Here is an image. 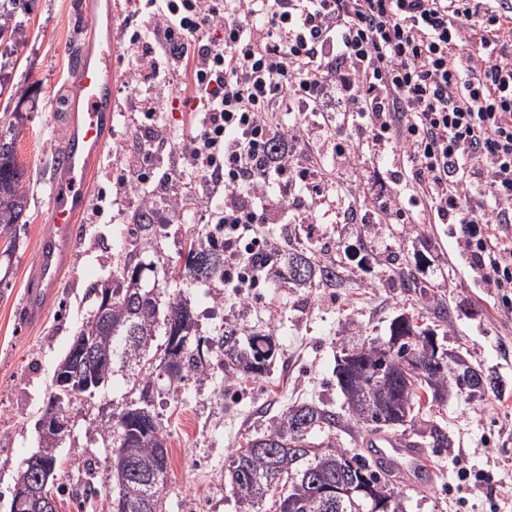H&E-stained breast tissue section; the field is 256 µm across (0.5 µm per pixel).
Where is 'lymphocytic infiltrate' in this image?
Returning a JSON list of instances; mask_svg holds the SVG:
<instances>
[{
    "label": "lymphocytic infiltrate",
    "mask_w": 512,
    "mask_h": 512,
    "mask_svg": "<svg viewBox=\"0 0 512 512\" xmlns=\"http://www.w3.org/2000/svg\"><path fill=\"white\" fill-rule=\"evenodd\" d=\"M124 32L141 51L139 81L182 67L196 101L177 134L153 99L138 107L157 142L178 143L175 182L223 192L209 221L224 228L226 281L252 288L272 251L269 224H287L296 186L318 191L297 146L298 117L321 111L329 86L369 137L336 155L393 145L411 173L410 202L460 225L461 250L486 286L512 294V0H137ZM222 37H213V29ZM294 114L276 126L270 113Z\"/></svg>",
    "instance_id": "lymphocytic-infiltrate-1"
}]
</instances>
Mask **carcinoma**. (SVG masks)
I'll return each mask as SVG.
<instances>
[{
	"instance_id": "cac0c4a2",
	"label": "carcinoma",
	"mask_w": 512,
	"mask_h": 512,
	"mask_svg": "<svg viewBox=\"0 0 512 512\" xmlns=\"http://www.w3.org/2000/svg\"><path fill=\"white\" fill-rule=\"evenodd\" d=\"M18 4L19 0H0V43L16 44L26 36L17 19ZM22 133L20 113L0 118V236L12 235L28 202L22 187L25 167L16 156ZM148 213L145 205L137 209L139 244L125 252L115 278L89 289L95 297L94 309L60 361L62 374L72 383L52 385L43 412L46 416L80 402L78 388L88 379L102 387L120 376L130 385L128 392L112 400V416L98 429L102 441L112 448L111 512H158L169 451L153 410L156 380L164 376L171 386L188 378L202 383L217 367L232 377L259 378L270 372L277 352L270 334H246L233 322L212 337H197L186 296L177 292L163 300L154 293L144 278L152 266L143 258L145 240L153 231V225L144 223ZM182 257L184 264L174 277L184 286L224 287V247L211 242L209 234L190 240ZM287 274L288 282L299 288H334L344 281L336 263L316 259L306 245L288 249ZM389 332L400 339L389 350L366 341L341 345L353 354L348 366L335 369L349 416L313 402L298 403L228 456L224 467L239 512H255L268 497L275 512H403L399 492L389 488L390 474L340 447L336 431L351 435L384 427H417L420 435L442 443L445 435L439 428L414 412L417 389L429 391L435 400L450 383L471 398L503 389L500 377L454 354L444 359L443 367L409 383L403 369L415 357L418 344L397 317ZM85 340L92 341L94 349L89 357L82 351ZM403 407L409 409L410 419L401 425L398 411ZM317 432L326 439L313 448L310 436ZM61 439L56 432H41V452L53 464Z\"/></svg>"
}]
</instances>
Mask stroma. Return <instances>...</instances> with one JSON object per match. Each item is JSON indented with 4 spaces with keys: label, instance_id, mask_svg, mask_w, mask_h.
<instances>
[{
    "label": "stroma",
    "instance_id": "stroma-1",
    "mask_svg": "<svg viewBox=\"0 0 512 512\" xmlns=\"http://www.w3.org/2000/svg\"><path fill=\"white\" fill-rule=\"evenodd\" d=\"M76 3L24 0L19 18L27 30L25 41L0 45V83L28 92L21 101L0 96V113L18 111L24 117L17 149L28 191L9 274L0 280V512H9L18 470L39 449L38 421L54 369L93 307L88 290L116 272L120 245L138 207V190L118 185L148 133L128 85L138 49L123 38L120 27L134 12L136 0H112L113 26L105 11L88 17ZM90 37L114 42L116 114L105 135V150L87 173L88 201L77 218L74 249L41 317L29 323L21 319L20 310L26 287L36 276L41 238L48 231V190L65 116L75 109L69 82L72 48ZM149 94L162 102L170 126H190L193 90L186 77L153 84ZM342 119L336 103L329 113H308L302 136L326 178L360 189L355 206L364 223H337L335 205L327 202L318 208L317 223L271 224L267 230L280 253H287L289 237L296 236L321 256L341 260L347 275L343 286L289 288L271 272L245 298L225 290L220 312L209 289L184 291L199 335H216L224 321H233L271 334L277 356L269 373L257 379L241 375L228 380L218 370L204 383L160 382L154 391L155 412L168 438L170 460L162 512H239L237 496L224 478L227 456L295 403L343 411L344 397L334 374L342 340L385 337L391 319L403 312L421 316L425 326L442 335L447 349L506 383L502 392L481 400L453 387L442 400L423 399V418L433 420L448 445L440 448L431 438L421 439L431 470L419 487L401 488L405 512H512V311L494 289L474 281L467 263L450 253L447 227L434 212L412 208L411 223L401 224L379 210L373 182L380 176L395 184L403 166L366 153L351 164L340 162L333 138H365L364 131L344 125ZM162 157L150 173L159 200L149 217L155 230L147 258L176 267L189 236L206 226L207 202L199 200L181 222L171 221L160 179L176 154L169 148ZM394 265L411 269L418 287L392 282ZM125 390L119 380L96 392L90 402L71 408V427L56 450L59 512H110L112 451L103 446L97 427L104 407ZM459 460L473 471H493L496 484L461 496L455 467Z\"/></svg>",
    "mask_w": 512,
    "mask_h": 512
}]
</instances>
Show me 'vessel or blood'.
Masks as SVG:
<instances>
[{
	"mask_svg": "<svg viewBox=\"0 0 512 512\" xmlns=\"http://www.w3.org/2000/svg\"><path fill=\"white\" fill-rule=\"evenodd\" d=\"M114 46L111 40L80 44L70 71L71 86L79 111L70 115L67 132L56 155L58 175L50 184L47 214L49 231L37 257L38 273L26 291L22 313L37 318L56 287L59 271L74 248V222L84 206L86 169L105 147L104 130L112 123L115 90L112 81ZM376 457L405 485L416 483L427 461L421 449L407 438H381Z\"/></svg>",
	"mask_w": 512,
	"mask_h": 512,
	"instance_id": "obj_1",
	"label": "vessel or blood"
}]
</instances>
